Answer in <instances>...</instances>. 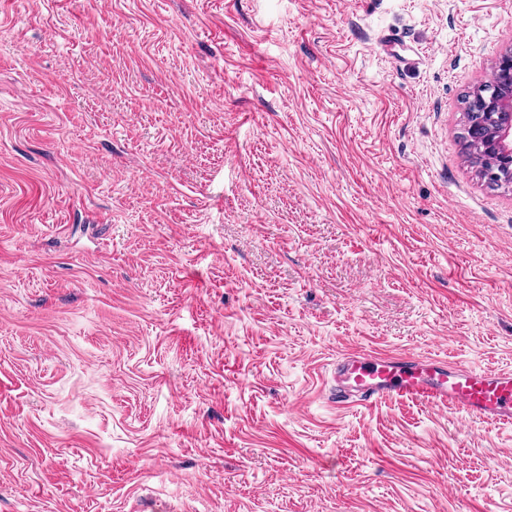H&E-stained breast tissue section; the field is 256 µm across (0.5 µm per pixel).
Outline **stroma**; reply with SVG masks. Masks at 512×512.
Listing matches in <instances>:
<instances>
[{
  "label": "stroma",
  "instance_id": "35a3bbf8",
  "mask_svg": "<svg viewBox=\"0 0 512 512\" xmlns=\"http://www.w3.org/2000/svg\"><path fill=\"white\" fill-rule=\"evenodd\" d=\"M510 50L512 0H0V512H512V425L333 379L512 369ZM473 105L480 113H486L494 124L488 132L484 129V124L475 125L471 129L474 138L482 142L484 152L494 158L495 170L487 178L501 181L512 177L511 50L500 57L490 79L477 87Z\"/></svg>",
  "mask_w": 512,
  "mask_h": 512
}]
</instances>
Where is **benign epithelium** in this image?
<instances>
[{
    "mask_svg": "<svg viewBox=\"0 0 512 512\" xmlns=\"http://www.w3.org/2000/svg\"><path fill=\"white\" fill-rule=\"evenodd\" d=\"M473 105L490 117V130L484 125L471 129L474 138L483 144L484 152L494 158L495 170L489 180L501 181L512 177V51L504 53L495 65L490 79L477 87Z\"/></svg>",
    "mask_w": 512,
    "mask_h": 512,
    "instance_id": "obj_1",
    "label": "benign epithelium"
}]
</instances>
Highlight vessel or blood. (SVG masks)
<instances>
[{"label": "vessel or blood", "mask_w": 512, "mask_h": 512, "mask_svg": "<svg viewBox=\"0 0 512 512\" xmlns=\"http://www.w3.org/2000/svg\"><path fill=\"white\" fill-rule=\"evenodd\" d=\"M334 379L340 402L369 406L397 396L485 422H512V370H475L429 355L357 350L337 360Z\"/></svg>", "instance_id": "obj_1"}]
</instances>
